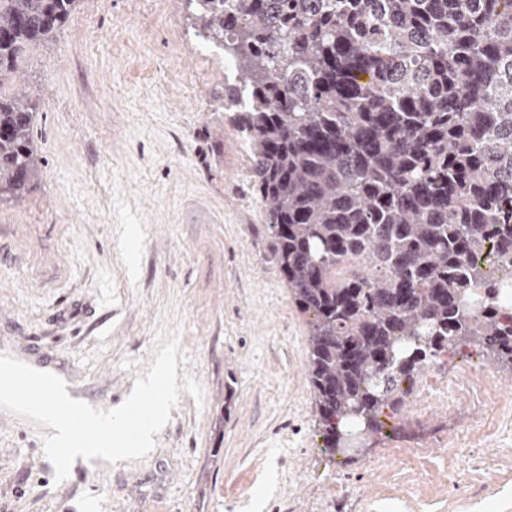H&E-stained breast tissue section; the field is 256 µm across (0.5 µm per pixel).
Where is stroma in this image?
<instances>
[{
  "instance_id": "obj_1",
  "label": "stroma",
  "mask_w": 512,
  "mask_h": 512,
  "mask_svg": "<svg viewBox=\"0 0 512 512\" xmlns=\"http://www.w3.org/2000/svg\"><path fill=\"white\" fill-rule=\"evenodd\" d=\"M233 76L185 0H78L24 53L41 173L0 202V352L108 410L175 328L180 400L147 457L60 482L42 427L0 411V512H512V370L481 348L438 372L491 400L449 390L420 426L385 408L365 452L326 448Z\"/></svg>"
}]
</instances>
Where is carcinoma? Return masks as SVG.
Segmentation results:
<instances>
[{"label": "carcinoma", "mask_w": 512, "mask_h": 512, "mask_svg": "<svg viewBox=\"0 0 512 512\" xmlns=\"http://www.w3.org/2000/svg\"><path fill=\"white\" fill-rule=\"evenodd\" d=\"M77 0H0V199L39 172V92L9 89ZM298 309L325 447L376 429L443 351L512 366V0H187ZM483 293H475L476 289Z\"/></svg>", "instance_id": "carcinoma-1"}]
</instances>
